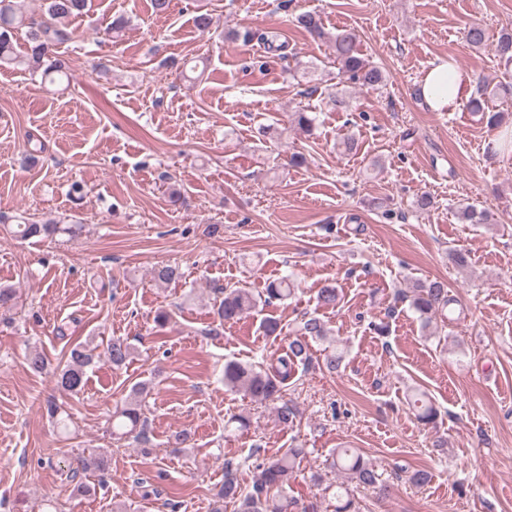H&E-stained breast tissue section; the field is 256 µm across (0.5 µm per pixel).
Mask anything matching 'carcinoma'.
<instances>
[{
	"instance_id": "1",
	"label": "carcinoma",
	"mask_w": 512,
	"mask_h": 512,
	"mask_svg": "<svg viewBox=\"0 0 512 512\" xmlns=\"http://www.w3.org/2000/svg\"><path fill=\"white\" fill-rule=\"evenodd\" d=\"M89 0H43L44 8L37 18L26 17L18 8L16 0H0V67L24 64L42 78L54 80L66 75L67 64L58 53V48L75 38L70 28V20L88 12ZM296 26L311 34H321V26L316 16L304 12L295 17ZM21 26L28 28L26 52L22 56L14 53V32ZM336 59L341 72L348 79L363 87H378L385 84L383 72L370 65L361 57L357 48L356 34L349 29H339L333 40ZM495 53L504 68L512 67V32H504L495 45ZM18 235L23 239L41 237L53 238L59 233L71 238L78 236L81 224L19 223ZM156 281L169 284L182 277L180 268L173 265H160L153 270ZM292 283L287 278L271 280L263 291L255 293L249 288H220L222 294L215 315L220 324L232 322L259 305H270L288 297ZM316 303L320 308L333 309L341 301L336 283L326 280L316 291ZM447 285L439 280H429L416 285L411 305L425 322H430L439 311L454 304ZM328 336L325 323L317 316H307L301 326V336L288 342L284 355L266 368L239 363L224 366V387L231 391H242L256 401H269L280 397L287 381L295 374V367L309 360L308 339L322 340ZM106 357L115 369L124 367L133 354V347L120 338L109 340ZM95 360L94 350L78 345L70 351L69 360L62 368H56L53 376L57 387L71 395L79 394L87 383V368ZM147 392L144 384L133 386L129 396L112 415V428L123 431V435L135 441H148L147 420L141 405V397ZM410 403L418 411V418L431 422L436 418V410L428 402L425 393L416 391ZM303 454L301 448H289L280 457L263 465L260 478L248 491L240 479V465L231 460L224 461V483L217 493L212 512H224V503L232 502L237 512H289L291 501L283 494L285 485L295 472ZM336 469L346 475L349 482L364 486L378 484L379 475L351 448L336 450ZM93 468L107 474V458L99 454L93 458H77L76 466L70 469L69 478L74 482V490L80 496L90 491V486L80 479V475Z\"/></svg>"
}]
</instances>
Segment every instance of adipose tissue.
Listing matches in <instances>:
<instances>
[{"label":"adipose tissue","instance_id":"adipose-tissue-1","mask_svg":"<svg viewBox=\"0 0 512 512\" xmlns=\"http://www.w3.org/2000/svg\"><path fill=\"white\" fill-rule=\"evenodd\" d=\"M421 96L436 112H452L473 93L471 77L457 69L453 61L440 58L427 69L421 85Z\"/></svg>","mask_w":512,"mask_h":512}]
</instances>
